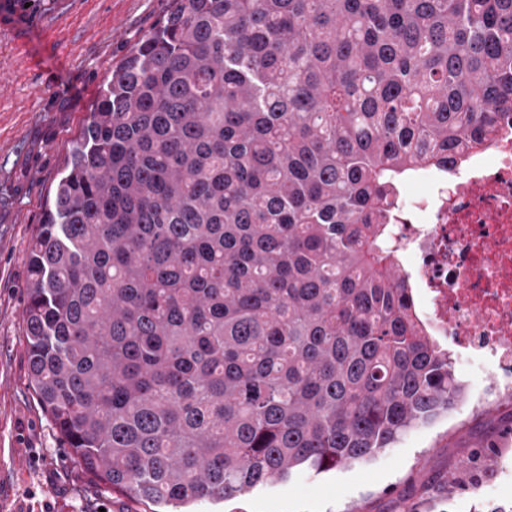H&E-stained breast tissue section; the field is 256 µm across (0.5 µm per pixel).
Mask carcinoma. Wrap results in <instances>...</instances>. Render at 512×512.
<instances>
[{"mask_svg": "<svg viewBox=\"0 0 512 512\" xmlns=\"http://www.w3.org/2000/svg\"><path fill=\"white\" fill-rule=\"evenodd\" d=\"M32 237L29 375L157 505L366 463L465 387L391 248L398 183L512 113V0H172Z\"/></svg>", "mask_w": 512, "mask_h": 512, "instance_id": "cac0c4a2", "label": "carcinoma"}]
</instances>
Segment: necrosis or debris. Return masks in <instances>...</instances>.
Here are the masks:
<instances>
[{
	"label": "necrosis or debris",
	"instance_id": "necrosis-or-debris-1",
	"mask_svg": "<svg viewBox=\"0 0 512 512\" xmlns=\"http://www.w3.org/2000/svg\"><path fill=\"white\" fill-rule=\"evenodd\" d=\"M493 145L452 179L424 173L398 200L393 248L411 267L414 298L454 364L486 373L512 397V114Z\"/></svg>",
	"mask_w": 512,
	"mask_h": 512
}]
</instances>
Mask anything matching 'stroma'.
Segmentation results:
<instances>
[{"mask_svg": "<svg viewBox=\"0 0 512 512\" xmlns=\"http://www.w3.org/2000/svg\"><path fill=\"white\" fill-rule=\"evenodd\" d=\"M172 0H0V512H154L73 458L29 379L31 239L101 86ZM193 512H512V399L473 394L367 463Z\"/></svg>", "mask_w": 512, "mask_h": 512, "instance_id": "1", "label": "stroma"}]
</instances>
